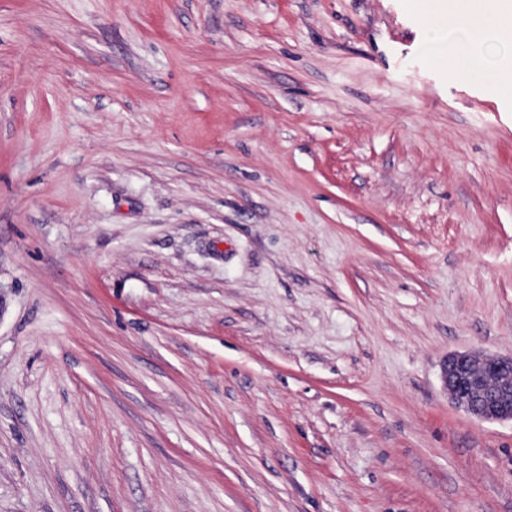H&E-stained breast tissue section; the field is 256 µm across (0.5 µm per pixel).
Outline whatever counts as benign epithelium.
<instances>
[{
	"label": "benign epithelium",
	"mask_w": 512,
	"mask_h": 512,
	"mask_svg": "<svg viewBox=\"0 0 512 512\" xmlns=\"http://www.w3.org/2000/svg\"><path fill=\"white\" fill-rule=\"evenodd\" d=\"M441 380L457 408L485 422L512 423V355L476 351L448 356Z\"/></svg>",
	"instance_id": "7a95c632"
}]
</instances>
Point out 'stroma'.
<instances>
[{
    "label": "stroma",
    "instance_id": "obj_1",
    "mask_svg": "<svg viewBox=\"0 0 512 512\" xmlns=\"http://www.w3.org/2000/svg\"><path fill=\"white\" fill-rule=\"evenodd\" d=\"M413 0H0V512H512V88ZM441 380L457 408L485 422L512 423V355L476 351L448 356Z\"/></svg>",
    "mask_w": 512,
    "mask_h": 512
}]
</instances>
